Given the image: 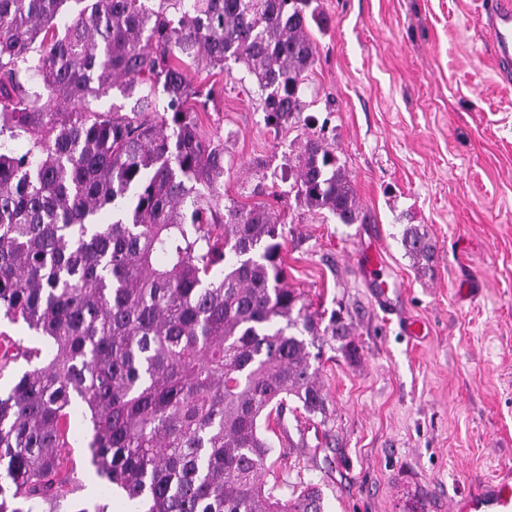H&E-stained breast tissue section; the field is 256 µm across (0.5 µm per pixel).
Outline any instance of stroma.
<instances>
[{"mask_svg":"<svg viewBox=\"0 0 512 512\" xmlns=\"http://www.w3.org/2000/svg\"><path fill=\"white\" fill-rule=\"evenodd\" d=\"M484 2L318 0L327 23L311 30L306 111L324 123L366 224L297 202L280 175L308 130L295 119L270 131L241 65L192 75L216 91L199 120L232 160L225 196L275 189L289 286L353 329V356L322 348L328 419L288 406L268 433V481L282 494L320 484L326 512H414L399 492L406 475L430 512H452L512 472V84L497 78ZM407 224L437 243L422 278L400 243ZM369 237L397 289L386 305L356 257ZM413 319L425 325L414 340ZM91 434L76 415L73 497L87 512H115L124 494L86 479Z\"/></svg>","mask_w":512,"mask_h":512,"instance_id":"35a3bbf8","label":"stroma"}]
</instances>
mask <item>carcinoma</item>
<instances>
[{
  "label": "carcinoma",
  "mask_w": 512,
  "mask_h": 512,
  "mask_svg": "<svg viewBox=\"0 0 512 512\" xmlns=\"http://www.w3.org/2000/svg\"><path fill=\"white\" fill-rule=\"evenodd\" d=\"M315 2L0 0V310L50 342L0 396V512H59L77 404L96 475L138 510L325 512L318 485L284 498L264 480L261 422L290 402L326 419L310 347L348 351L351 330L288 287L270 205L220 206L230 161L198 122L214 89L190 77L241 65L281 127L303 111ZM114 89L130 112L90 109ZM307 125L282 179L309 210L366 223ZM401 245L419 269L437 251L420 224Z\"/></svg>",
  "instance_id": "carcinoma-1"
}]
</instances>
